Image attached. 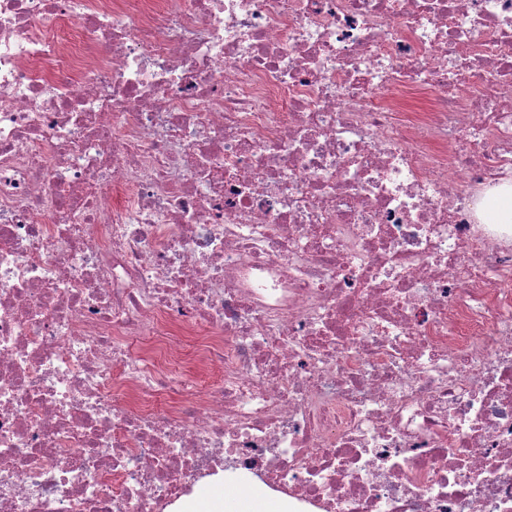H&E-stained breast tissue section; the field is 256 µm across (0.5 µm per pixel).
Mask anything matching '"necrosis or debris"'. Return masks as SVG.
Masks as SVG:
<instances>
[{"instance_id":"1","label":"necrosis or debris","mask_w":512,"mask_h":512,"mask_svg":"<svg viewBox=\"0 0 512 512\" xmlns=\"http://www.w3.org/2000/svg\"><path fill=\"white\" fill-rule=\"evenodd\" d=\"M512 0H0V512H512ZM487 224H512V187L501 188L481 204ZM213 494L224 496L218 500L211 493L196 492L194 498L179 510L183 512H285L288 505L265 499L261 494L224 492L223 484L206 485Z\"/></svg>"}]
</instances>
